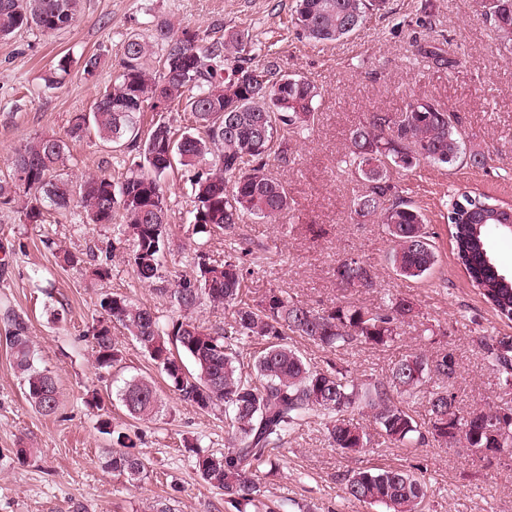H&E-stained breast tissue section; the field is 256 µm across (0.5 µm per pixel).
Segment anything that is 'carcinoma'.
Here are the masks:
<instances>
[{
	"label": "carcinoma",
	"instance_id": "obj_1",
	"mask_svg": "<svg viewBox=\"0 0 512 512\" xmlns=\"http://www.w3.org/2000/svg\"><path fill=\"white\" fill-rule=\"evenodd\" d=\"M387 0H296L291 26L314 43L339 41L360 29L385 9ZM481 15L512 54V0H476ZM82 0H0V39L36 28L52 34L72 26ZM155 39L166 45L157 68L148 66L153 43L136 34L122 44L112 82L88 111L74 112L64 135L39 133L30 137L0 174V205L25 198L24 224L45 223V204L66 211L81 207L93 224H110L119 212L130 236V263L140 282L153 286L176 310L163 322L151 308L122 294L106 295L100 307L108 322L93 332L95 364L110 369L120 350L111 323L121 325L165 374L179 400L201 414L224 418V451L204 450L189 442L185 452L197 476L220 491L233 512L263 506L261 474L276 466V454L288 437L305 426L319 424L329 445L358 452L371 442L370 433L351 418L358 412L371 418L383 442L395 447L422 446L429 439L464 448H512V407L474 408L463 412L451 386L458 366L443 353L428 358L411 352L398 358L383 378H360L346 367L310 363L289 339L297 335L327 351L359 345L389 347L399 339L400 324L414 316L416 302L408 296L390 299L382 308L342 302L315 308L270 289L255 298L246 288L254 270L245 257L253 243L236 236L243 218L280 221L289 213L288 190L269 170V158L288 159V135L306 136L315 122L321 97L307 78L257 60L248 37L231 33L222 41L198 44L195 32L176 36L167 26ZM106 59L99 53L83 59L86 78L94 79ZM231 74L224 75L227 66ZM237 85L236 98H224V87ZM176 104L190 113L194 127L176 135L164 122L147 137L140 117ZM120 147L128 155V175L120 183L106 174L73 181L68 173L72 150L86 139ZM345 168L365 185L353 202L354 215L385 226L393 243L389 261L397 274L422 279L435 267L438 255L425 214L389 182L393 167L410 170L421 164L454 163L483 168L488 155L467 147L455 113L423 99L402 112H373L349 134ZM181 166L191 173L194 196L192 234L201 239L194 269L175 287L166 286L161 257L168 244L169 205L161 178ZM448 227L457 263L484 302L500 319L512 321V276L502 274L489 254V237L512 234V204L474 191L448 196ZM222 230L232 236L224 259L211 258L207 244ZM336 280L348 288H372L375 273L360 258L338 262ZM209 304L231 311L224 325L206 327L194 318ZM5 337L19 372L26 399L44 415L56 412L57 377L35 366L28 328L13 318ZM254 344L261 348L251 366L240 362ZM479 347L504 385L512 387V336L482 337ZM188 357L194 369L183 365ZM435 377L441 385L425 388ZM425 402L427 421L419 422L405 402L416 396ZM116 397L128 415L151 419L162 398L144 378L123 382ZM99 430L112 436L107 466L139 483L150 464L137 442L112 422L102 419ZM346 494L358 502L382 505L388 512H418L426 496L424 483L401 468L364 469L348 476Z\"/></svg>",
	"mask_w": 512,
	"mask_h": 512
}]
</instances>
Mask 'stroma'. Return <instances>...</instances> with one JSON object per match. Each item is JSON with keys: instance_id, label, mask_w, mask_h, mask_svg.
I'll use <instances>...</instances> for the list:
<instances>
[{"instance_id": "stroma-1", "label": "stroma", "mask_w": 512, "mask_h": 512, "mask_svg": "<svg viewBox=\"0 0 512 512\" xmlns=\"http://www.w3.org/2000/svg\"><path fill=\"white\" fill-rule=\"evenodd\" d=\"M294 5L295 0H83L77 22L63 31L30 29L0 39V169L30 136L63 133L70 114L92 104L110 81L111 64L129 33L149 40L167 25L177 33L197 32L208 42L231 32L248 34L257 54L322 91L310 136L290 139L287 162L270 163L288 188L290 220H250L240 227L266 247L248 280L251 291L260 295L277 288L319 308L339 302L379 307L392 295L412 297L418 314L402 324L394 346L331 353L298 336L293 342L312 362L332 361L365 377L385 376L409 352L430 357L449 352L458 363L453 391L462 410L512 406V389L477 344L482 336H512V322L493 314L457 265L443 205L454 188L512 202V60L475 0H387L385 11L362 29L326 45L296 35L289 24ZM433 46L441 62L424 57ZM92 53L105 54L109 64L97 80L88 81L81 61ZM65 55L71 59L68 73L55 88H46L44 75ZM416 98L454 112L462 133L490 155L482 169L459 164L391 169V183L407 190L435 234L438 261L420 280L392 269V244L383 225L353 215V200L363 186L340 166L349 131L366 113H398ZM69 171L77 180L102 172L119 181L127 165L122 152L92 139L74 148ZM164 189L172 218L163 265L174 281L190 271L194 258L187 173L168 174ZM121 224L118 217L109 224L88 223L78 207L52 209L46 223L24 224L15 208L0 206V512H144L157 497L171 498L175 512H224L221 495L199 479L183 449L187 438L199 439L207 449L223 448V421L196 412L167 390L163 410L152 421L126 415L116 399L123 381L145 376L160 384L164 376L121 327L112 329L122 345L121 362L108 373L95 366L92 328L103 317L105 295H127L164 319L174 314L137 279ZM59 248L79 255L81 265L61 264L55 256ZM350 256L373 268L375 287L337 284L334 268ZM101 263L108 265V277L92 278ZM13 314L27 323L36 364L58 377L61 403L53 415L37 412L23 394L4 342ZM428 327L435 331L430 341L423 334ZM91 390L98 391L113 422L141 435L140 451L152 463L141 483H129L107 467L112 439L97 429L99 411L86 403ZM20 448L30 449L27 460H18ZM388 467L424 480L422 512H512V450L487 459L435 443L392 448L376 437L367 452L347 454L329 447L316 425L281 451L278 471L262 479L264 495L295 500L307 512H386L348 498L345 477Z\"/></svg>"}]
</instances>
